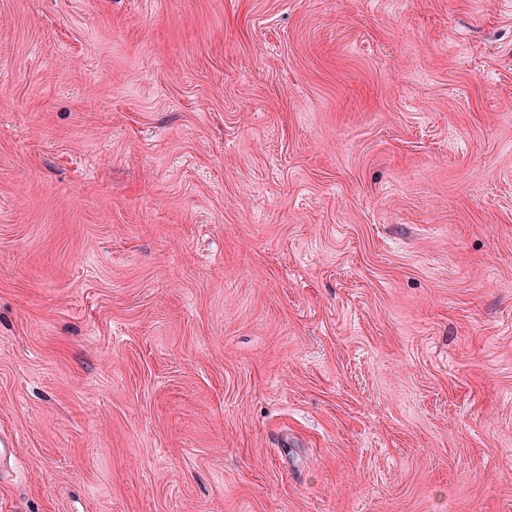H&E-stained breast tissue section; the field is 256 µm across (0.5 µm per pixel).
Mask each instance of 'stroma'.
I'll return each mask as SVG.
<instances>
[{
	"mask_svg": "<svg viewBox=\"0 0 512 512\" xmlns=\"http://www.w3.org/2000/svg\"><path fill=\"white\" fill-rule=\"evenodd\" d=\"M0 512H512V0H0Z\"/></svg>",
	"mask_w": 512,
	"mask_h": 512,
	"instance_id": "35a3bbf8",
	"label": "stroma"
}]
</instances>
